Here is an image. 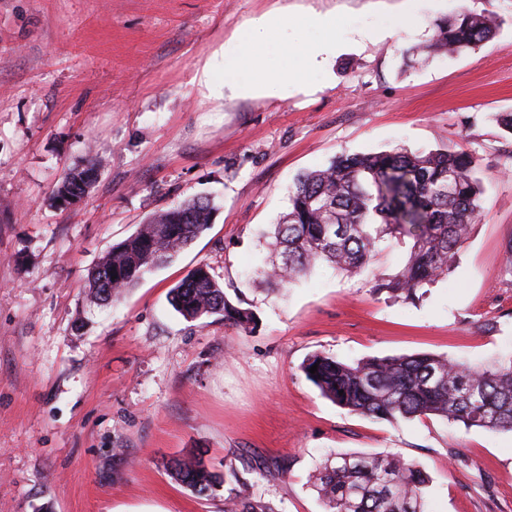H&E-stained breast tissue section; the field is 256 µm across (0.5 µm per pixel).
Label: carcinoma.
Listing matches in <instances>:
<instances>
[{"label":"carcinoma","instance_id":"obj_1","mask_svg":"<svg viewBox=\"0 0 512 512\" xmlns=\"http://www.w3.org/2000/svg\"><path fill=\"white\" fill-rule=\"evenodd\" d=\"M497 30L494 15L461 6L435 20L429 41L406 50L404 58L425 63L459 54L489 42ZM91 171H98L92 155L85 166L65 170L52 201L83 199ZM493 181L475 154L454 147L341 154L296 177L287 211L266 233L275 259L258 275L280 290L321 261L360 274L381 243L394 238L408 243L406 260L396 274L376 280L375 290L415 304L456 263ZM215 210L211 197L196 195L152 214L89 273L92 298L102 307L120 302L146 274L172 264L209 229ZM170 294L187 321L219 315L242 330L256 323L254 311L233 304L206 266L190 270ZM301 370L322 397L365 418L394 424L432 416L467 429L512 432V357L488 364L428 353L345 361L315 352ZM168 468L176 482L200 497L228 486L224 512H278L254 496V482L234 469L211 470L200 453L175 458ZM313 478L325 512H427L428 476L399 457L339 453Z\"/></svg>","mask_w":512,"mask_h":512}]
</instances>
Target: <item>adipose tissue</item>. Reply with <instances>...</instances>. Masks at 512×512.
I'll return each instance as SVG.
<instances>
[{
	"instance_id": "ef3b65f1",
	"label": "adipose tissue",
	"mask_w": 512,
	"mask_h": 512,
	"mask_svg": "<svg viewBox=\"0 0 512 512\" xmlns=\"http://www.w3.org/2000/svg\"><path fill=\"white\" fill-rule=\"evenodd\" d=\"M301 25L323 33L322 38L305 45L302 55L304 67L319 66L336 51V40L331 36L336 20L330 16L315 15L302 20ZM276 37L274 22L270 19L242 27L236 35L241 46L238 56H230L225 48L220 47L196 66L192 84L197 93L214 103L222 102L228 90L248 92L260 87L268 95H278L282 78L278 72L268 69L258 52L262 44Z\"/></svg>"
}]
</instances>
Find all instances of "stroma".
I'll return each instance as SVG.
<instances>
[{
  "label": "stroma",
  "instance_id": "obj_1",
  "mask_svg": "<svg viewBox=\"0 0 512 512\" xmlns=\"http://www.w3.org/2000/svg\"><path fill=\"white\" fill-rule=\"evenodd\" d=\"M462 4L501 19L496 36L406 63ZM266 14L335 17V57L278 97L202 99L195 67ZM388 25L399 40L373 38ZM495 112H512V0H0V512H224L223 492L197 498L167 471L197 450L220 472L270 469L254 492L278 512H324L311 476L342 452L415 463L429 512H512L511 432L373 421L300 369L315 352L512 355V134ZM444 145L498 181L422 302L373 291L404 264L390 241L369 276L322 263L282 293L255 278L297 175L343 153ZM90 152L102 166L88 195L55 208L62 170ZM197 194L215 199L211 228L97 306L89 271ZM199 265L253 306L250 332L173 309L170 289Z\"/></svg>",
  "mask_w": 512,
  "mask_h": 512
}]
</instances>
